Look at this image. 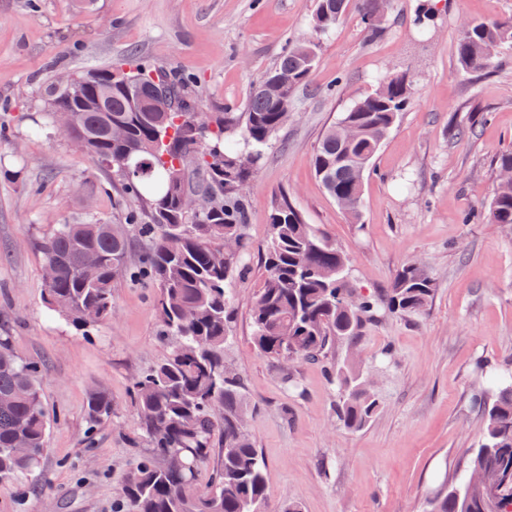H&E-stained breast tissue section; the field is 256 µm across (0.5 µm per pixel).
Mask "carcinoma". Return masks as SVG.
<instances>
[{"mask_svg":"<svg viewBox=\"0 0 512 512\" xmlns=\"http://www.w3.org/2000/svg\"><path fill=\"white\" fill-rule=\"evenodd\" d=\"M344 0H316L311 35L282 52L267 74L271 89L252 88L242 112L202 111V101L186 81L163 69L128 64L113 72L111 111L88 106L78 113L87 154L106 158L139 209L129 228L121 224H60L40 243L42 264L57 272L44 288V302L69 327L86 333L112 318V287L131 274L129 231L145 241L143 274L158 288L159 335L167 355L142 373L133 393L144 448L122 489V512H261L268 489L265 462L245 424L243 380L225 357L232 319L229 284L243 275L248 237V187L265 150L288 123L297 90L310 85L319 62L320 40L346 13ZM377 0H358L365 28L375 33ZM512 45V16L469 20L458 33L461 67L481 70L496 49ZM163 91L170 112H133L131 103L150 102ZM405 73L389 75L374 91L355 100L320 140L313 163L326 192L358 219L364 175L399 116L411 103ZM48 115L78 108L68 83L46 101ZM127 127V137L107 135L109 120ZM195 154L194 168L182 155ZM500 183L486 220L512 227V149L499 154ZM209 197L199 214L183 211L188 194ZM271 235L263 249V274L252 310L253 344L261 356L279 364L317 359L338 342H354L361 327L385 311L420 313L435 288L420 263H410L380 294H362L352 285L349 258L323 229L309 224L283 192L269 214ZM94 252L98 263H85ZM40 366L0 336V481L30 474L47 447L50 418L40 392ZM331 380L343 393L337 408L348 429L364 427L379 402L363 373L345 361ZM471 406L484 418V438L472 450L468 476L430 501L428 512H512V376L496 382L495 397L479 388ZM112 418V401L101 391L89 394L87 440ZM224 445L210 485L197 486L200 465L215 438ZM22 442L26 455L15 452Z\"/></svg>","mask_w":512,"mask_h":512,"instance_id":"1","label":"carcinoma"}]
</instances>
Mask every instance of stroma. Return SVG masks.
I'll return each instance as SVG.
<instances>
[{
    "instance_id": "obj_1",
    "label": "stroma",
    "mask_w": 512,
    "mask_h": 512,
    "mask_svg": "<svg viewBox=\"0 0 512 512\" xmlns=\"http://www.w3.org/2000/svg\"><path fill=\"white\" fill-rule=\"evenodd\" d=\"M421 0H386L379 32L356 10L321 45L310 87L267 151L250 188L248 278L231 285L227 359L246 388L248 430L266 462V512H426L468 473L483 434L470 405L490 375L512 368V230L486 223L496 158L512 148V46L492 68L462 71L458 30L470 19L512 16V0H437L438 20L420 32ZM314 0H0V336L42 366L52 415L36 472L0 483V512H113L139 454L133 385L162 358L156 290L146 280L112 289L109 322L84 335L43 303L38 243L56 225L123 224L122 182L55 129L51 87L75 73L135 56L189 80L209 112L243 111L253 84L310 30ZM408 73L415 93L364 179L361 220L351 223L313 170L327 128L387 75ZM43 134H33L35 125ZM467 127L469 136L453 138ZM288 191L352 260V282L388 288L404 264L424 261L435 283L426 311L389 314L322 361H296L298 393L252 343V308L269 236L268 214ZM357 356L380 407L362 429L339 424L337 361ZM107 392L110 421L85 439L90 392Z\"/></svg>"
}]
</instances>
